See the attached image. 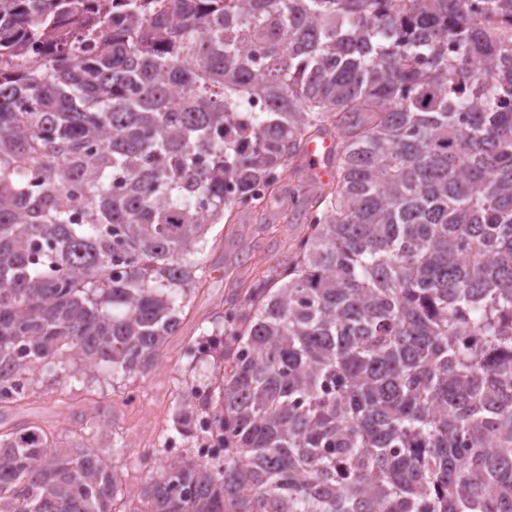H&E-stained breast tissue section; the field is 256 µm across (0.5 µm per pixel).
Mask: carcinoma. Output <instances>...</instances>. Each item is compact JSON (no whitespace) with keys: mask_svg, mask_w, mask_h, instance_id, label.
Masks as SVG:
<instances>
[{"mask_svg":"<svg viewBox=\"0 0 512 512\" xmlns=\"http://www.w3.org/2000/svg\"><path fill=\"white\" fill-rule=\"evenodd\" d=\"M454 2L0 0V402L63 352L147 370L208 226L286 180L302 234L211 332L224 456L146 512H512V43ZM48 447L0 436V512H112ZM333 151L334 145L328 139L309 144L306 153V161L307 166L315 179L323 181L330 176L331 172L326 166V160Z\"/></svg>","mask_w":512,"mask_h":512,"instance_id":"carcinoma-1","label":"carcinoma"}]
</instances>
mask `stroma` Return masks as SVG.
<instances>
[{"label":"stroma","mask_w":512,"mask_h":512,"mask_svg":"<svg viewBox=\"0 0 512 512\" xmlns=\"http://www.w3.org/2000/svg\"><path fill=\"white\" fill-rule=\"evenodd\" d=\"M289 210L283 186L264 222L244 212L237 223L211 226L197 256L203 276L187 297L158 364L147 373L114 378L78 373L64 381L40 368L28 374L14 414L37 423L52 447L78 443L108 459L120 488L113 512H144L141 491L161 461L174 451L194 457V439L179 438L174 451L161 447L160 439L172 432L173 413L191 387L223 375L224 355L213 350L198 364L189 350L204 330L219 323L225 299L252 278L257 264L285 258L289 241L303 229L299 223H283Z\"/></svg>","instance_id":"obj_1"}]
</instances>
